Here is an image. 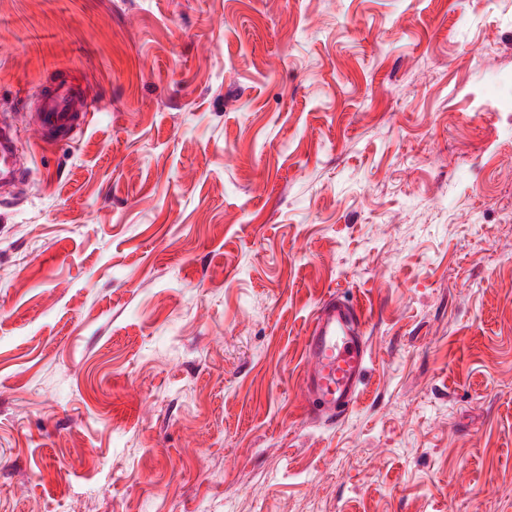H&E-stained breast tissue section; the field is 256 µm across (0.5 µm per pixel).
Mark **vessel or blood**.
Instances as JSON below:
<instances>
[{
	"mask_svg": "<svg viewBox=\"0 0 512 512\" xmlns=\"http://www.w3.org/2000/svg\"><path fill=\"white\" fill-rule=\"evenodd\" d=\"M94 99L66 78L35 90L28 125L40 143L54 145L88 122ZM13 113L0 114V192L10 193L25 180L27 168L19 147ZM360 306L329 297L319 306L304 338L301 390L305 412L330 420L344 417L357 401L367 365Z\"/></svg>",
	"mask_w": 512,
	"mask_h": 512,
	"instance_id": "1",
	"label": "vessel or blood"
}]
</instances>
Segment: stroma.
<instances>
[{
    "label": "stroma",
    "mask_w": 512,
    "mask_h": 512,
    "mask_svg": "<svg viewBox=\"0 0 512 512\" xmlns=\"http://www.w3.org/2000/svg\"><path fill=\"white\" fill-rule=\"evenodd\" d=\"M512 0H0V512H512ZM366 308L311 419L319 301ZM94 99L88 91L66 78L39 88L31 95L27 110L33 107L27 125L44 145L61 142L82 129L93 111ZM19 129L12 112L0 115V190L10 194L25 180L27 167L21 159ZM366 321L362 307L335 295L317 309L304 338L306 414L340 419L357 401L367 365Z\"/></svg>",
    "instance_id": "obj_1"
}]
</instances>
